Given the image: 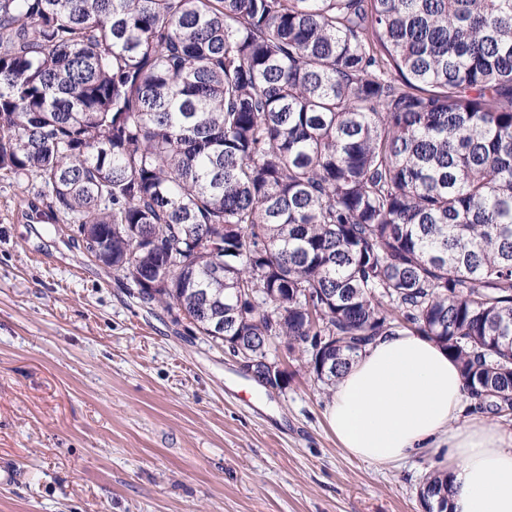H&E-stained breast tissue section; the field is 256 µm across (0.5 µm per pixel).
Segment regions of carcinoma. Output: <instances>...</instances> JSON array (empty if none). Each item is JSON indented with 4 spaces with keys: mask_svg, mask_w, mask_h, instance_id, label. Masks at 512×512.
Segmentation results:
<instances>
[{
    "mask_svg": "<svg viewBox=\"0 0 512 512\" xmlns=\"http://www.w3.org/2000/svg\"><path fill=\"white\" fill-rule=\"evenodd\" d=\"M0 177L231 352L410 330L512 415V0H0Z\"/></svg>",
    "mask_w": 512,
    "mask_h": 512,
    "instance_id": "cac0c4a2",
    "label": "carcinoma"
}]
</instances>
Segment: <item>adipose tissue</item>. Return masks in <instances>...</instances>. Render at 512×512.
I'll return each mask as SVG.
<instances>
[{
  "label": "adipose tissue",
  "instance_id": "obj_1",
  "mask_svg": "<svg viewBox=\"0 0 512 512\" xmlns=\"http://www.w3.org/2000/svg\"><path fill=\"white\" fill-rule=\"evenodd\" d=\"M467 400L447 351L403 330L378 338L340 376L325 419L340 448L368 464L436 457L451 512H512V433L464 417Z\"/></svg>",
  "mask_w": 512,
  "mask_h": 512
}]
</instances>
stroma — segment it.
<instances>
[{
    "label": "stroma",
    "instance_id": "obj_1",
    "mask_svg": "<svg viewBox=\"0 0 512 512\" xmlns=\"http://www.w3.org/2000/svg\"><path fill=\"white\" fill-rule=\"evenodd\" d=\"M0 179V512H425L434 459L351 458L286 345L285 389L129 296Z\"/></svg>",
    "mask_w": 512,
    "mask_h": 512
}]
</instances>
